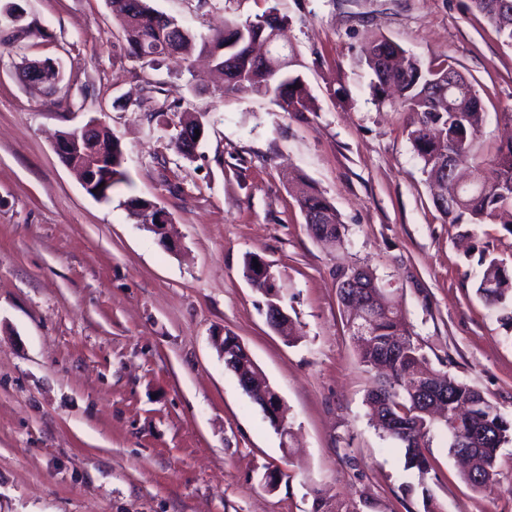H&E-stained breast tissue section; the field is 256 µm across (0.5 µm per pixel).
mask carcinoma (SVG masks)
I'll use <instances>...</instances> for the list:
<instances>
[{"mask_svg": "<svg viewBox=\"0 0 512 512\" xmlns=\"http://www.w3.org/2000/svg\"><path fill=\"white\" fill-rule=\"evenodd\" d=\"M512 0H471L495 28L503 43L512 44V16L502 12L503 2ZM114 19L125 41L127 55L152 63L158 58L176 57L190 62L194 54H206L215 68L225 74L219 94L228 92L256 95L270 99L286 112L317 111L301 72L297 56L289 65L271 70L254 55V45L270 38L272 30L283 29L288 16L279 14L276 24L255 19L224 20V27L203 36L176 19L164 16L151 5V0H111ZM366 65L373 74L370 91L375 100L392 101L414 113L408 131L424 172L445 178L449 201L441 212L452 224H501L512 234V141L496 148L491 177L473 183L458 181L457 174L445 170L443 159L449 152L462 156L463 164H477L476 145L485 122V112L473 84L465 79L451 93L437 89L448 83L449 64L425 63L405 55L398 44L376 38L363 48ZM58 155L69 164L80 161L85 150L83 139L68 129L59 137ZM91 151L98 158L94 189L99 200L112 199L117 185L127 181L125 153L117 136L106 126L92 136ZM301 210L316 222L309 225L321 241L336 245L341 242L344 225L329 199L312 184H305L298 199ZM130 215L154 223L156 203L139 197L123 202ZM485 269L477 293L490 306L507 308L512 300V274L496 258L483 260ZM362 311L369 316L371 338L359 343V360L367 368L381 363L386 372L376 377L367 393L371 424L382 436L398 442L405 450L406 466L428 471L425 448L432 432L443 428L448 432L449 452L457 456L466 447L472 470L464 473L465 482L475 490H490L496 484L495 474L477 475L495 469L497 450L512 442V420L467 383L445 373H431L429 382L440 388L448 402V412L433 416L432 401L421 402L413 393L414 371L424 362L413 333L407 327L399 308L378 289V299ZM257 371V365L244 352L236 353L231 372L241 380Z\"/></svg>", "mask_w": 512, "mask_h": 512, "instance_id": "carcinoma-1", "label": "carcinoma"}]
</instances>
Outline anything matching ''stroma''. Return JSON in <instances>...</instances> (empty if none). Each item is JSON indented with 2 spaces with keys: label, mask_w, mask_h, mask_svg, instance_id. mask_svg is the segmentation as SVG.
<instances>
[{
  "label": "stroma",
  "mask_w": 512,
  "mask_h": 512,
  "mask_svg": "<svg viewBox=\"0 0 512 512\" xmlns=\"http://www.w3.org/2000/svg\"><path fill=\"white\" fill-rule=\"evenodd\" d=\"M202 34L277 6L318 109L213 93L205 63L129 58L107 0H25L36 29L0 46V512H512V443L494 491L460 477L446 431L427 473L369 422L362 366L336 273L372 270L402 309L430 368L464 381L512 418V326L477 293L483 257L512 269L503 225L451 224L437 210L407 130L378 103L365 43L386 37L451 62L487 114L481 175L512 134V47L470 0H152ZM61 62L66 94L29 91L28 61ZM168 107L166 125L152 119ZM208 125L195 162L168 145L180 115ZM104 121L127 181L97 201L55 150L58 132ZM315 185L346 230L313 237L293 177ZM155 202L177 246L122 205ZM269 264L301 337L267 323L242 274ZM237 336L288 411L284 447L224 366ZM278 469L276 489L263 485Z\"/></svg>",
  "instance_id": "1"
}]
</instances>
